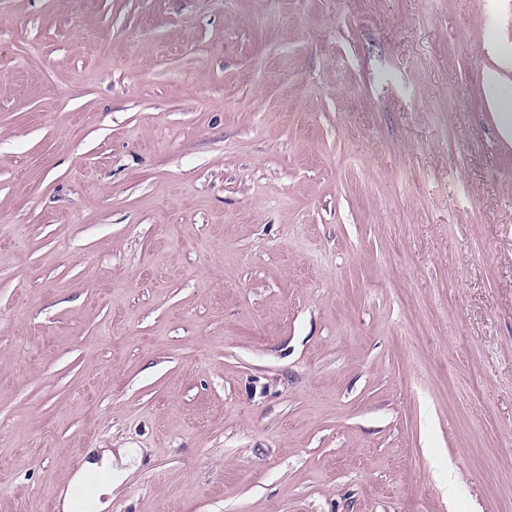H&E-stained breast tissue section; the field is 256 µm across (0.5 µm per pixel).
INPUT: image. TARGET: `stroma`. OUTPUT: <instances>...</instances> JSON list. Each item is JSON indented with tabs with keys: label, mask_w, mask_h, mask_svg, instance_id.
Listing matches in <instances>:
<instances>
[{
	"label": "stroma",
	"mask_w": 512,
	"mask_h": 512,
	"mask_svg": "<svg viewBox=\"0 0 512 512\" xmlns=\"http://www.w3.org/2000/svg\"><path fill=\"white\" fill-rule=\"evenodd\" d=\"M512 0H0V512H512ZM91 457L89 459H85L81 468L74 474L71 482L65 489H62L58 496V503L61 501V510L62 512H79L82 509L91 507L84 504L77 497V487L87 474L83 485L79 489V495L86 501H91L95 498L100 487L107 481V474L103 471H95V470H105L110 474V480L106 484V486L101 490L100 494H111L113 489L117 487L119 482L115 481L114 485L112 482V460L113 454L111 450L102 449L101 452V464H98L96 460L93 459L92 452L89 454ZM93 471V472H91Z\"/></svg>",
	"instance_id": "1"
}]
</instances>
